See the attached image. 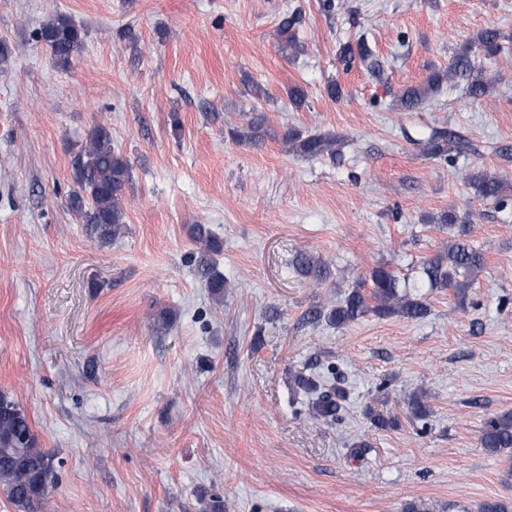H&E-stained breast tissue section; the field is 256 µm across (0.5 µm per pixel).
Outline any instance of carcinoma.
<instances>
[{"mask_svg":"<svg viewBox=\"0 0 512 512\" xmlns=\"http://www.w3.org/2000/svg\"><path fill=\"white\" fill-rule=\"evenodd\" d=\"M299 23L295 15L284 17L278 27L282 53L296 56L304 51L294 27ZM36 38L45 44L55 59L66 65L84 41L83 30L65 18H56L37 30ZM505 35L497 28L480 31L473 41L458 53L443 73H433L417 86L406 88L399 98L401 109L411 111L433 98L443 80L467 82V98L476 99L487 93L493 78L484 77L476 64L475 51L486 56L500 51V40ZM339 60L344 68L356 62L369 63L376 68L371 52L364 40L346 42L339 49ZM232 139L254 147L262 145L268 135L263 116L249 121L244 130L231 129ZM282 140L293 153L316 158L338 153L339 141L324 135L305 136L297 131L283 134ZM425 151L434 157H446L452 164L465 154L477 153L469 141L444 130L429 134ZM74 177L78 191L71 196L72 209L85 224L87 236L98 243H109L122 228L125 191L131 180L127 160L112 147L109 131L104 126L93 128L82 143L74 162ZM462 181L471 187L474 195L482 200L505 205L512 196L505 193L504 182L481 170L465 169L460 172ZM471 214L450 210L441 215L439 222L448 225L452 239L441 250L422 263L423 274L431 288H451L463 294L472 287L484 268L483 254L466 240V224ZM190 237L199 246L197 272L205 281L215 300L224 301V275L217 269L214 256L222 251V243L205 224H194ZM370 294L359 287L329 309H316L311 319L343 326L369 313L378 316L400 315L417 320L426 317L429 305L422 296L417 297L398 289L397 278L384 266L369 272ZM309 400L314 418L326 423L342 420L347 392L328 376L299 375L294 380V396ZM481 444L492 452L512 448V414L504 413L486 420L482 429ZM56 479L55 454L42 447L24 408L6 391H0V489L7 496L15 512H41L43 503ZM196 500L200 512H224V501L207 491H199Z\"/></svg>","mask_w":512,"mask_h":512,"instance_id":"obj_1","label":"carcinoma"}]
</instances>
